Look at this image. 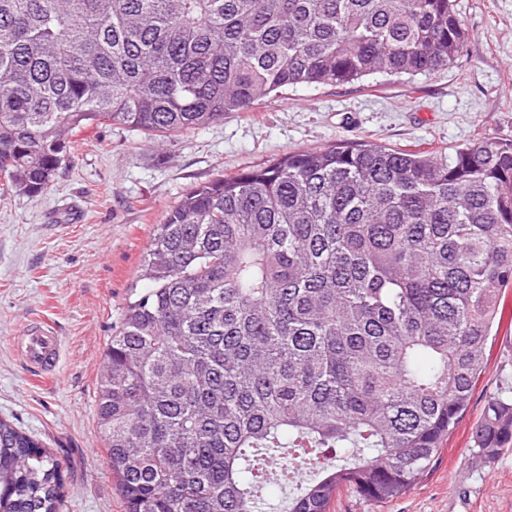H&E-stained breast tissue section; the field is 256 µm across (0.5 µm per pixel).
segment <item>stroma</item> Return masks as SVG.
<instances>
[{"instance_id":"1","label":"stroma","mask_w":512,"mask_h":512,"mask_svg":"<svg viewBox=\"0 0 512 512\" xmlns=\"http://www.w3.org/2000/svg\"><path fill=\"white\" fill-rule=\"evenodd\" d=\"M469 33L448 68L413 78L375 75L344 86L290 87L251 112L157 141L94 124L73 138L52 188L0 193V418L51 448L67 512H126L99 432L96 395L158 224L190 188L341 140L406 150L512 139V0H456ZM52 324L62 340L50 385L33 382L11 338ZM469 403L428 471L382 502L341 489L329 512H512V447L495 461L473 436L491 396H512V315L488 347Z\"/></svg>"}]
</instances>
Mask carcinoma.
Listing matches in <instances>:
<instances>
[{"label": "carcinoma", "mask_w": 512, "mask_h": 512, "mask_svg": "<svg viewBox=\"0 0 512 512\" xmlns=\"http://www.w3.org/2000/svg\"><path fill=\"white\" fill-rule=\"evenodd\" d=\"M455 0H0V177L38 197L94 123L170 138L278 91L434 73ZM97 415L127 512H266L257 470L410 490L457 424L512 288V140L449 159L338 141L219 175L157 225ZM429 368L422 369L423 363ZM512 444V399L474 434ZM64 474L0 419V512H63Z\"/></svg>", "instance_id": "cac0c4a2"}]
</instances>
